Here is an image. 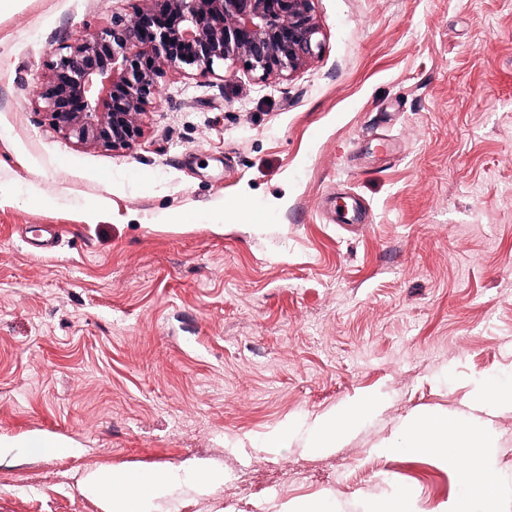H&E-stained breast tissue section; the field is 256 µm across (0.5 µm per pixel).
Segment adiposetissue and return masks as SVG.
I'll use <instances>...</instances> for the list:
<instances>
[{
    "label": "adipose tissue",
    "mask_w": 512,
    "mask_h": 512,
    "mask_svg": "<svg viewBox=\"0 0 512 512\" xmlns=\"http://www.w3.org/2000/svg\"><path fill=\"white\" fill-rule=\"evenodd\" d=\"M375 404L365 397L341 406L337 411L318 416L310 428L308 447L327 452L340 445L364 422ZM512 407V386L489 383L475 406L476 416L464 426H449L438 416L413 417L406 421L405 432L412 448L431 451L443 459L454 458L462 449H470L471 472L486 504V512H495L497 480L487 467L484 450L489 445L487 413ZM173 470L118 472L101 469L87 475L85 486L103 492L104 512H152L155 501L165 497L177 482Z\"/></svg>",
    "instance_id": "adipose-tissue-1"
}]
</instances>
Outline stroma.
Here are the masks:
<instances>
[{
    "label": "stroma",
    "instance_id": "35a3bbf8",
    "mask_svg": "<svg viewBox=\"0 0 512 512\" xmlns=\"http://www.w3.org/2000/svg\"><path fill=\"white\" fill-rule=\"evenodd\" d=\"M140 5L0 11V438L75 445L1 460L0 512H103L90 471L194 459L223 483L158 512H448L468 456L402 423L512 385V0H314L298 72L169 70L132 148L64 139L52 51ZM493 432L512 512V409ZM374 404V399L365 397L347 403L335 412L318 416L310 428L308 448L313 452L339 448L364 422Z\"/></svg>",
    "mask_w": 512,
    "mask_h": 512
}]
</instances>
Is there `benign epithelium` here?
I'll return each instance as SVG.
<instances>
[{
	"label": "benign epithelium",
	"instance_id": "obj_1",
	"mask_svg": "<svg viewBox=\"0 0 512 512\" xmlns=\"http://www.w3.org/2000/svg\"><path fill=\"white\" fill-rule=\"evenodd\" d=\"M313 0H145L130 17L52 51L41 94L55 131L86 146L124 149L170 69L210 73L227 61L264 79L319 55Z\"/></svg>",
	"mask_w": 512,
	"mask_h": 512
}]
</instances>
